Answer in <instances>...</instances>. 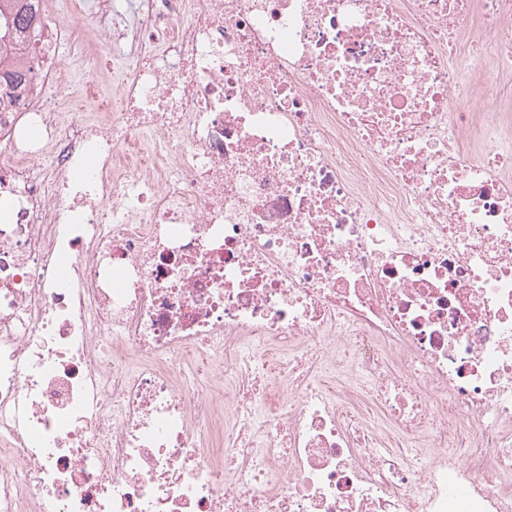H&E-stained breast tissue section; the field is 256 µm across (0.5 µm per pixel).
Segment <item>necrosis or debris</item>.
I'll return each instance as SVG.
<instances>
[{
	"label": "necrosis or debris",
	"instance_id": "obj_1",
	"mask_svg": "<svg viewBox=\"0 0 512 512\" xmlns=\"http://www.w3.org/2000/svg\"><path fill=\"white\" fill-rule=\"evenodd\" d=\"M73 10L0 112V512H512V0Z\"/></svg>",
	"mask_w": 512,
	"mask_h": 512
}]
</instances>
